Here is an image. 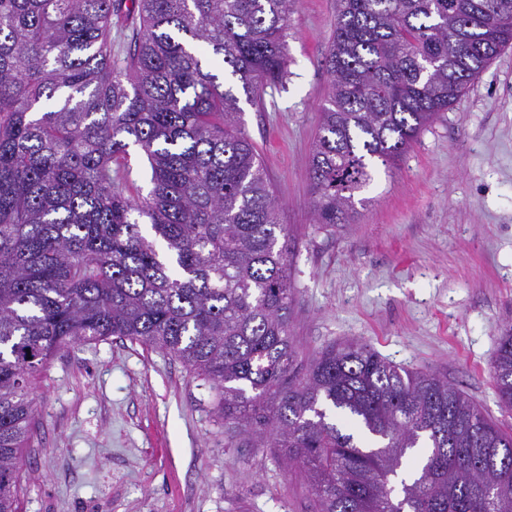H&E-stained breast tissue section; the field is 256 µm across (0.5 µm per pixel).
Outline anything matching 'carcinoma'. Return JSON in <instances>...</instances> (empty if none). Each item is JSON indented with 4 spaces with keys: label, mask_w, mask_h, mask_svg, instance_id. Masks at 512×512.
Listing matches in <instances>:
<instances>
[{
    "label": "carcinoma",
    "mask_w": 512,
    "mask_h": 512,
    "mask_svg": "<svg viewBox=\"0 0 512 512\" xmlns=\"http://www.w3.org/2000/svg\"><path fill=\"white\" fill-rule=\"evenodd\" d=\"M311 152L315 223L349 224L512 44V0H336ZM293 0H0V512L60 350L120 336L210 382L230 438L277 448L317 512H512V428L365 341L299 359L292 238L236 126L282 82ZM138 20L122 63L112 14ZM139 147L153 187L120 188ZM492 378L512 411V327Z\"/></svg>",
    "instance_id": "carcinoma-1"
}]
</instances>
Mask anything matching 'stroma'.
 Instances as JSON below:
<instances>
[{
	"instance_id": "35a3bbf8",
	"label": "stroma",
	"mask_w": 512,
	"mask_h": 512,
	"mask_svg": "<svg viewBox=\"0 0 512 512\" xmlns=\"http://www.w3.org/2000/svg\"><path fill=\"white\" fill-rule=\"evenodd\" d=\"M335 14L336 0H296L288 74L240 115L295 237L300 352L369 342L512 426L491 377L512 325V48L376 170L351 223L325 228L310 206V151ZM30 392L39 417L21 455V512H315L273 449L229 446L214 390L172 355L116 337L73 345Z\"/></svg>"
}]
</instances>
